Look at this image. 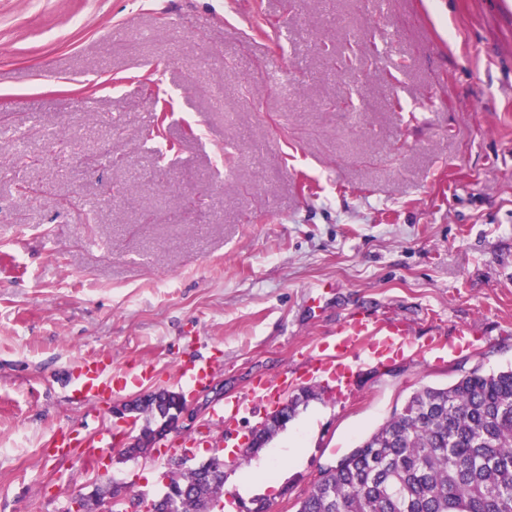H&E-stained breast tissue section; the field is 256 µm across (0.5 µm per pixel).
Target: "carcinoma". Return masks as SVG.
Returning a JSON list of instances; mask_svg holds the SVG:
<instances>
[{"label": "carcinoma", "mask_w": 512, "mask_h": 512, "mask_svg": "<svg viewBox=\"0 0 512 512\" xmlns=\"http://www.w3.org/2000/svg\"><path fill=\"white\" fill-rule=\"evenodd\" d=\"M136 414L161 417L164 404L151 392ZM289 416L274 412L259 439ZM164 478L185 494L183 512L223 500L224 481L204 480L176 455ZM296 512H512V367L414 392L322 473Z\"/></svg>", "instance_id": "1"}]
</instances>
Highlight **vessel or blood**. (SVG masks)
Returning <instances> with one entry per match:
<instances>
[{"mask_svg":"<svg viewBox=\"0 0 512 512\" xmlns=\"http://www.w3.org/2000/svg\"><path fill=\"white\" fill-rule=\"evenodd\" d=\"M465 342V334L461 331L450 337L437 335L421 341L403 319L354 315L337 327L329 341L319 344L317 355L309 359L307 373L313 377L335 376L348 384L355 376L354 362L363 360L381 367L398 355L422 358L437 353L446 358L457 354ZM214 368L213 361H196L183 369L181 377L188 386L201 387L207 383ZM153 378V370L144 366L130 374H115L102 361L92 360L72 376V395L75 400L88 403L122 391L131 384L144 386ZM297 378V372L288 370L273 378H257L244 395L226 399L217 413L224 426L225 447H232L242 413L277 406Z\"/></svg>","mask_w":512,"mask_h":512,"instance_id":"vessel-or-blood-1","label":"vessel or blood"}]
</instances>
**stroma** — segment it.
I'll use <instances>...</instances> for the list:
<instances>
[{
  "mask_svg": "<svg viewBox=\"0 0 512 512\" xmlns=\"http://www.w3.org/2000/svg\"><path fill=\"white\" fill-rule=\"evenodd\" d=\"M512 0H0V512H66L167 462L68 380L110 357L190 401L193 448L254 376L300 366L350 314L479 335L452 359L299 383L306 450L241 512H296L406 398L512 365ZM94 111H87V104ZM61 133L54 148L46 135ZM216 358L206 386L180 378ZM68 448L58 447L61 438Z\"/></svg>",
  "mask_w": 512,
  "mask_h": 512,
  "instance_id": "35a3bbf8",
  "label": "stroma"
}]
</instances>
